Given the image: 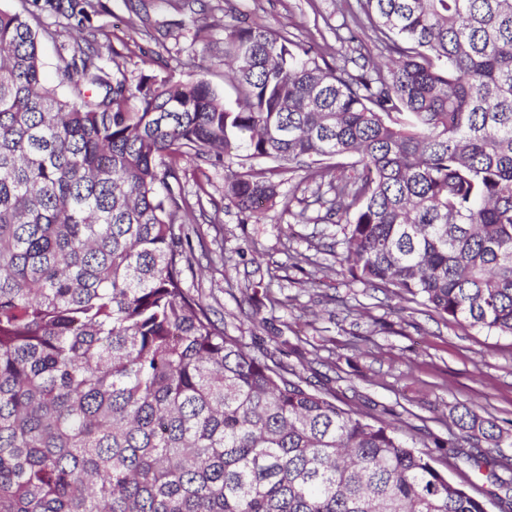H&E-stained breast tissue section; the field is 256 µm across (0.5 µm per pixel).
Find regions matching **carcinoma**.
<instances>
[{"label": "carcinoma", "mask_w": 512, "mask_h": 512, "mask_svg": "<svg viewBox=\"0 0 512 512\" xmlns=\"http://www.w3.org/2000/svg\"><path fill=\"white\" fill-rule=\"evenodd\" d=\"M30 2L79 30L105 9ZM340 4L336 39L388 62L226 22L232 103L203 78L132 84L104 46L49 86L38 33L0 9V512H487L397 422L286 376L184 288L177 220L203 202L177 164L213 155L254 223L291 212L301 171L350 281L512 336V0ZM453 423L448 464L506 434Z\"/></svg>", "instance_id": "carcinoma-1"}]
</instances>
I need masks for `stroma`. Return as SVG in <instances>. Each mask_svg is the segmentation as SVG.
Here are the masks:
<instances>
[{
    "instance_id": "stroma-1",
    "label": "stroma",
    "mask_w": 512,
    "mask_h": 512,
    "mask_svg": "<svg viewBox=\"0 0 512 512\" xmlns=\"http://www.w3.org/2000/svg\"><path fill=\"white\" fill-rule=\"evenodd\" d=\"M103 2L105 11L81 33L54 17L33 21L49 84L59 82L62 56L95 40L110 47L130 81L148 74L178 80L194 72L234 101L224 59L207 42L193 41L188 29L156 41L145 34L147 27L181 19L208 26L216 42L224 37V21L236 16L287 28L322 47L330 63L349 50L333 33L342 22L336 0ZM178 174L186 195L202 194L205 206L187 222L184 286L226 334L312 388L331 391L343 408L383 420L400 416L405 438L417 448L455 433L450 413L462 406L512 434V336L464 330L424 307H405L382 290L348 283L336 261L335 225L317 222L313 209L306 211L308 222H297L302 208L296 202L276 221H247L224 198L223 163L186 157ZM259 280L267 294L253 293ZM285 296L289 305H271V298Z\"/></svg>"
}]
</instances>
